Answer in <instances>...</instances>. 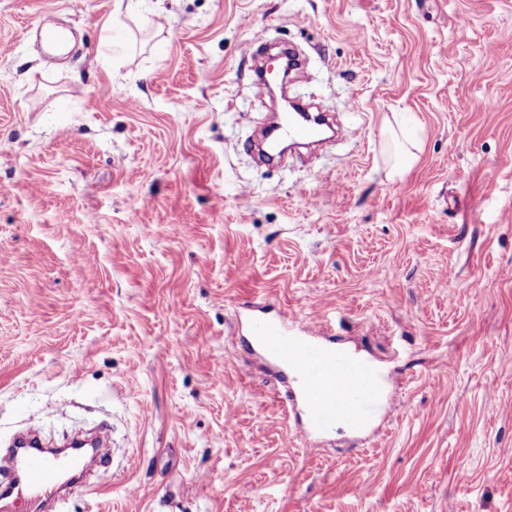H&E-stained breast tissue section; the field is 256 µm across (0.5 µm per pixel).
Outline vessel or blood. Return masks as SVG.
Wrapping results in <instances>:
<instances>
[{
  "label": "vessel or blood",
  "instance_id": "b4317fda",
  "mask_svg": "<svg viewBox=\"0 0 512 512\" xmlns=\"http://www.w3.org/2000/svg\"><path fill=\"white\" fill-rule=\"evenodd\" d=\"M327 124L326 114L299 109L277 119L268 135L276 141L312 142ZM319 327L313 318L300 325L262 309L247 319L251 342L295 376L296 387L287 389L282 401L303 409L301 435L331 433L340 421L351 429H363L380 406L376 377L354 355L325 354L315 337ZM87 471L82 455L43 450L36 435H28L17 445L13 466L0 471V512H16L17 502L24 498L44 505L61 501L64 488L83 479Z\"/></svg>",
  "mask_w": 512,
  "mask_h": 512
}]
</instances>
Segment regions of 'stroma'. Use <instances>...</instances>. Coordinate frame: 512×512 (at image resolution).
<instances>
[{
  "label": "stroma",
  "mask_w": 512,
  "mask_h": 512,
  "mask_svg": "<svg viewBox=\"0 0 512 512\" xmlns=\"http://www.w3.org/2000/svg\"><path fill=\"white\" fill-rule=\"evenodd\" d=\"M140 4L0 0V454L104 426L66 512H512V0ZM272 45L342 128L273 167ZM255 305L389 376L366 433L301 438ZM396 120V119H395ZM397 122V120H396ZM398 124V122H397ZM399 131L389 120L386 123L385 132L387 136L398 143V153L395 161L390 167V174H396L403 168L410 166L416 159L413 149H417L416 141L406 134L399 126Z\"/></svg>",
  "instance_id": "1"
}]
</instances>
